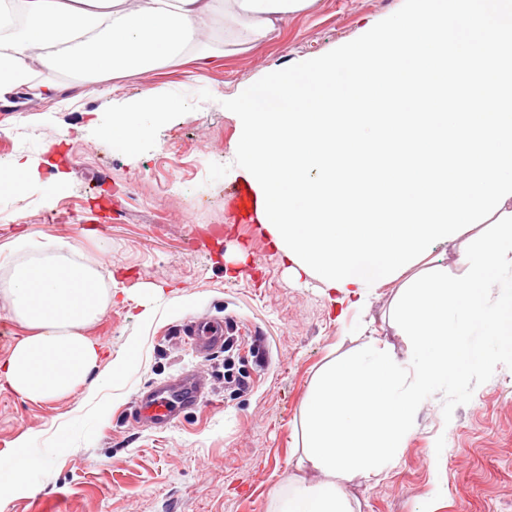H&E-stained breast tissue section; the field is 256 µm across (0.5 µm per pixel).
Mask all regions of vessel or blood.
I'll use <instances>...</instances> for the list:
<instances>
[{"label":"vessel or blood","mask_w":512,"mask_h":512,"mask_svg":"<svg viewBox=\"0 0 512 512\" xmlns=\"http://www.w3.org/2000/svg\"><path fill=\"white\" fill-rule=\"evenodd\" d=\"M236 212L242 216H256L261 208L260 200L245 186L238 187L233 194ZM186 334L196 342L199 354L208 355L224 341V330L215 324H190ZM205 389L202 376L191 375L179 383L152 388L136 401L134 413L139 421L153 425H165L183 411L197 405Z\"/></svg>","instance_id":"1"}]
</instances>
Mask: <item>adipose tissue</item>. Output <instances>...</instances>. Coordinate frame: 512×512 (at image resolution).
<instances>
[{
  "label": "adipose tissue",
  "instance_id": "adipose-tissue-1",
  "mask_svg": "<svg viewBox=\"0 0 512 512\" xmlns=\"http://www.w3.org/2000/svg\"><path fill=\"white\" fill-rule=\"evenodd\" d=\"M7 0L0 29L9 28L0 51V100L26 82L30 60L48 71L142 73L182 59L205 56L198 37L206 22L216 38L251 46L272 38L288 15L313 0ZM50 146L18 151L0 171V194L35 190L42 206L56 201L57 181L40 177ZM15 271L9 285L16 319L33 333L0 365V379L19 396L48 399L86 385L99 361L81 330L102 311L97 277L59 257L54 245L34 244L29 233L12 242Z\"/></svg>",
  "mask_w": 512,
  "mask_h": 512
}]
</instances>
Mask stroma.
<instances>
[{
	"label": "stroma",
	"mask_w": 512,
	"mask_h": 512,
	"mask_svg": "<svg viewBox=\"0 0 512 512\" xmlns=\"http://www.w3.org/2000/svg\"><path fill=\"white\" fill-rule=\"evenodd\" d=\"M402 3L316 0L254 48L215 39L206 58L145 74L51 73L35 62L0 101V158L52 142L58 166H41V177L68 175L52 209L31 190L4 205L17 220L0 223V362L30 333L1 287L14 272L9 242L23 231L97 275L103 310L82 330L100 351L95 376L127 362L112 386L49 400L0 387V452L27 435L43 458L37 476H0V512H268L289 475L321 481L298 466L306 392L326 363L369 337L405 355L390 318L397 285H382L359 309L288 272L263 225L239 221L231 194L244 177L232 170L211 183L208 165L223 162L241 133L224 101L353 41ZM104 86L114 94L100 97ZM154 100L165 107L133 149H114L113 113ZM200 318L223 323L232 350L197 355L178 329ZM256 340L261 365L250 354ZM188 371L207 379L197 407L164 429L132 420L140 393ZM242 374L245 391L235 383ZM418 424L394 466L344 484L354 512H512L511 369L497 367L451 421L436 399ZM439 439L447 451L434 464L428 448Z\"/></svg>",
	"instance_id": "obj_1"
}]
</instances>
